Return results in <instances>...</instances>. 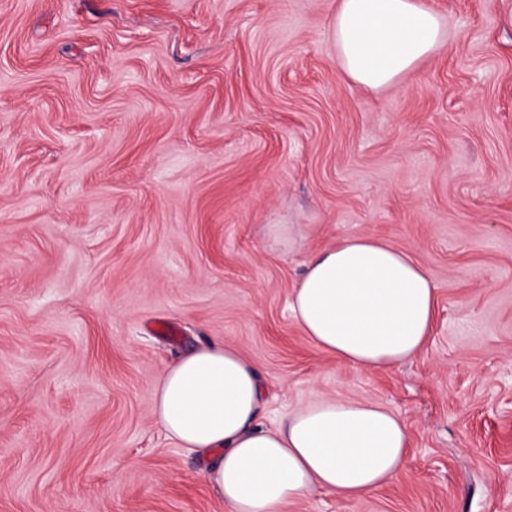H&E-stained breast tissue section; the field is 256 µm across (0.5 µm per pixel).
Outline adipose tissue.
Returning <instances> with one entry per match:
<instances>
[{
  "label": "adipose tissue",
  "mask_w": 512,
  "mask_h": 512,
  "mask_svg": "<svg viewBox=\"0 0 512 512\" xmlns=\"http://www.w3.org/2000/svg\"><path fill=\"white\" fill-rule=\"evenodd\" d=\"M330 32L341 71L372 91L448 49L441 16L423 0H336ZM288 308L317 347L375 372L425 350L437 293L410 253L355 234L312 255ZM266 402L255 364L222 342L182 354L155 385L152 411L166 435L215 455L210 475L228 512H284L316 493L358 499L405 467L409 430L380 404L322 398L267 427Z\"/></svg>",
  "instance_id": "obj_1"
}]
</instances>
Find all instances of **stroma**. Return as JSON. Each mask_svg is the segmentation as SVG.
Here are the masks:
<instances>
[{"mask_svg": "<svg viewBox=\"0 0 512 512\" xmlns=\"http://www.w3.org/2000/svg\"><path fill=\"white\" fill-rule=\"evenodd\" d=\"M424 3L447 52L367 91L336 0H0V512H226L152 412L209 341L258 366L265 425L340 393L410 428L396 481L286 512H512V0ZM355 233L438 296L387 371L288 313Z\"/></svg>", "mask_w": 512, "mask_h": 512, "instance_id": "35a3bbf8", "label": "stroma"}]
</instances>
